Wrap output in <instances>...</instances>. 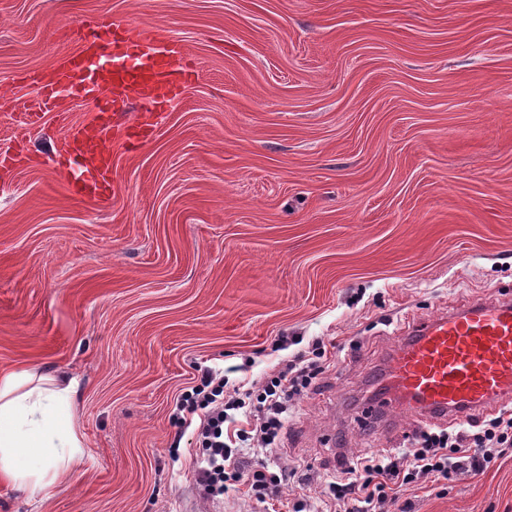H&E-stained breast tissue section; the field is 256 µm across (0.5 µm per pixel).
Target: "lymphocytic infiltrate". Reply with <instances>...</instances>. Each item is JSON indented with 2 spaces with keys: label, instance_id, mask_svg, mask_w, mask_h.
<instances>
[{
  "label": "lymphocytic infiltrate",
  "instance_id": "f902f5d3",
  "mask_svg": "<svg viewBox=\"0 0 512 512\" xmlns=\"http://www.w3.org/2000/svg\"><path fill=\"white\" fill-rule=\"evenodd\" d=\"M330 368L324 345L317 341L283 361L263 382L243 380L230 394L224 391L223 373L203 370L200 384L186 392L173 414L182 427L193 428L200 445L204 465L196 469L195 480L203 498H218L235 482L263 504L282 483L296 477V468L285 465L275 471L245 468L240 450L274 447L289 407ZM511 450L512 407L506 406L481 420L422 431L415 447L399 455L355 456L340 465L328 490L339 512H408L399 503L400 488L484 471Z\"/></svg>",
  "mask_w": 512,
  "mask_h": 512
}]
</instances>
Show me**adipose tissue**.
Here are the masks:
<instances>
[{
	"label": "adipose tissue",
	"mask_w": 512,
	"mask_h": 512,
	"mask_svg": "<svg viewBox=\"0 0 512 512\" xmlns=\"http://www.w3.org/2000/svg\"><path fill=\"white\" fill-rule=\"evenodd\" d=\"M64 375L0 373V483L37 496L72 474L82 449Z\"/></svg>",
	"instance_id": "adipose-tissue-1"
}]
</instances>
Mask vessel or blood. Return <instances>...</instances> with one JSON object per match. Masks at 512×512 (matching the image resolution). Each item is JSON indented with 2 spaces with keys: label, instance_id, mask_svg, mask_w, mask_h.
I'll return each instance as SVG.
<instances>
[{
  "label": "vessel or blood",
  "instance_id": "b4317fda",
  "mask_svg": "<svg viewBox=\"0 0 512 512\" xmlns=\"http://www.w3.org/2000/svg\"><path fill=\"white\" fill-rule=\"evenodd\" d=\"M182 44L118 21L90 27L77 52L62 55L46 72L27 76L38 94L29 123L43 113L65 111L72 95L103 106L75 131L63 150L73 193L106 200L112 153L107 147L116 116L132 99L148 103L147 115L131 131L146 136L191 78ZM362 421L383 420L393 434L394 415L406 411L417 425H446L471 412H491L512 400V298L489 297L416 325L395 339L391 359L376 382Z\"/></svg>",
  "mask_w": 512,
  "mask_h": 512
}]
</instances>
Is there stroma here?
Segmentation results:
<instances>
[{"label": "stroma", "mask_w": 512, "mask_h": 512, "mask_svg": "<svg viewBox=\"0 0 512 512\" xmlns=\"http://www.w3.org/2000/svg\"><path fill=\"white\" fill-rule=\"evenodd\" d=\"M184 45L193 81L135 150L111 143L106 201L69 192L59 154L94 102L24 124L25 72L97 17ZM0 372L72 379L79 470L0 512H264L202 500L198 443L170 415L205 367L260 380L321 340L335 369L283 447L309 469L276 512H336L350 427L395 337L512 294V0H0ZM411 512H512V454L425 482Z\"/></svg>", "instance_id": "1"}]
</instances>
